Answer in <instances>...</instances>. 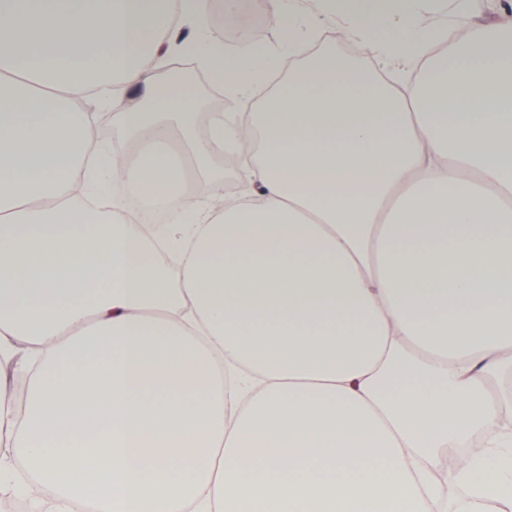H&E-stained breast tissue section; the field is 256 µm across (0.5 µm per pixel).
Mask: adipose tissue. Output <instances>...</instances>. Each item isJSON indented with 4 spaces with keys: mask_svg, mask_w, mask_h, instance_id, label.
<instances>
[{
    "mask_svg": "<svg viewBox=\"0 0 512 512\" xmlns=\"http://www.w3.org/2000/svg\"><path fill=\"white\" fill-rule=\"evenodd\" d=\"M0 0V482L54 512H498L512 500V25L445 0ZM330 19L416 79L306 46ZM191 56L245 111L210 113ZM295 57L260 107L255 85ZM112 79L92 90L84 73ZM111 107L133 155L89 137ZM239 190L215 205V159ZM165 214L169 261L129 199ZM483 434L449 506L452 443Z\"/></svg>",
    "mask_w": 512,
    "mask_h": 512,
    "instance_id": "obj_1",
    "label": "adipose tissue"
}]
</instances>
